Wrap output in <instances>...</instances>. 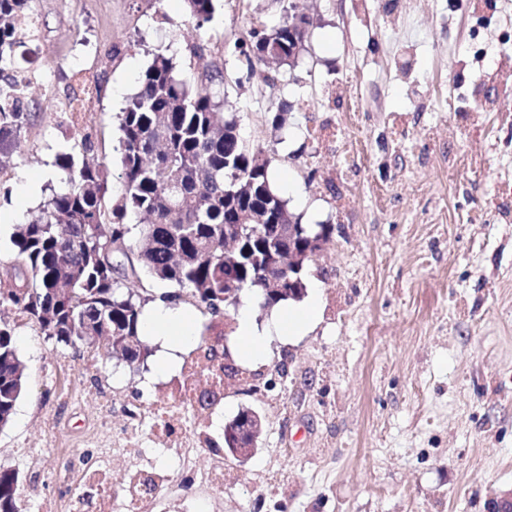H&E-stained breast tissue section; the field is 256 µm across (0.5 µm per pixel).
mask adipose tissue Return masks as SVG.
Here are the masks:
<instances>
[{
  "label": "adipose tissue",
  "mask_w": 512,
  "mask_h": 512,
  "mask_svg": "<svg viewBox=\"0 0 512 512\" xmlns=\"http://www.w3.org/2000/svg\"><path fill=\"white\" fill-rule=\"evenodd\" d=\"M319 313V302L310 299L305 305L283 306L275 311L265 324H258L250 309H242L237 317L234 335L236 354L241 361L258 362L267 353L270 337L286 341L303 335L315 323ZM144 336L160 343L163 351L158 359L160 372L174 371L181 353L197 336V321L184 308L165 302H157L144 314L141 323Z\"/></svg>",
  "instance_id": "ef3b65f1"
}]
</instances>
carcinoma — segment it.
<instances>
[{
    "label": "carcinoma",
    "instance_id": "cac0c4a2",
    "mask_svg": "<svg viewBox=\"0 0 512 512\" xmlns=\"http://www.w3.org/2000/svg\"><path fill=\"white\" fill-rule=\"evenodd\" d=\"M188 23L201 28L214 13V0H186ZM31 0H0V176L12 156L20 131L30 120L23 111L22 75L15 69L20 49L18 13ZM288 19L254 42L257 62L288 66ZM223 80L214 67L203 69L189 86L177 78L172 59L158 54L141 75L119 116L118 151L124 190L109 194V169L85 160L87 142L74 143L57 155L59 187L43 208L14 229L13 287L0 291V303L34 321L42 333L66 346L83 343L85 322L99 323L92 345L104 356L135 363L150 349L141 336L143 304L129 287L146 275L175 287L163 294L188 299L211 315L224 312V271L234 272L245 288L258 291L275 280L288 287V268L273 255L302 251L307 237L333 233L331 224L303 225L291 240H281L276 225L294 214L270 184L272 158L262 147L239 138L235 117L220 112L211 85ZM132 213L138 224L125 223ZM265 217L262 235L246 236L235 252L224 248L229 231L250 214ZM137 264H125L128 254ZM25 389V374L13 330L0 323V428L11 419ZM20 481L0 469V512H18Z\"/></svg>",
    "mask_w": 512,
    "mask_h": 512
}]
</instances>
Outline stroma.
Returning <instances> with one entry per match:
<instances>
[{
	"mask_svg": "<svg viewBox=\"0 0 512 512\" xmlns=\"http://www.w3.org/2000/svg\"><path fill=\"white\" fill-rule=\"evenodd\" d=\"M297 0L311 21L294 68L249 66V30L277 26L288 0H214L203 29L184 0H36L47 75L24 102L0 185L42 177L58 185L56 156L89 136L123 190L118 115L154 54L195 84L217 63L212 93L241 136L266 149L304 224L335 230L308 268L319 323L271 341L229 384L210 416L222 441L239 411L262 419L247 462L226 460L224 487L200 481L215 454L200 450L163 491L193 512H491L512 493V96L482 80L512 55V0ZM103 91L72 121L59 101L81 77ZM285 122L273 127L271 118ZM26 386L0 429V467L42 483L62 503L64 471L39 480L28 449L94 458L81 444L98 414L80 395L112 400L105 436L146 410L151 363L66 346L36 324L17 326Z\"/></svg>",
	"mask_w": 512,
	"mask_h": 512,
	"instance_id": "1",
	"label": "stroma"
}]
</instances>
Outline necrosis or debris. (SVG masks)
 <instances>
[{
  "instance_id": "necrosis-or-debris-1",
  "label": "necrosis or debris",
  "mask_w": 512,
  "mask_h": 512,
  "mask_svg": "<svg viewBox=\"0 0 512 512\" xmlns=\"http://www.w3.org/2000/svg\"><path fill=\"white\" fill-rule=\"evenodd\" d=\"M216 395L224 393V369L205 355L184 365L169 391L154 396L151 410L131 417L125 435L108 441L101 429L86 435V445L98 449L96 465L87 467L71 491L67 512H139L146 496L158 495L180 470L187 450L210 447L205 416L173 414V406H194L201 388ZM138 441V464L126 477L122 498L112 494L113 452L127 448L129 439Z\"/></svg>"
}]
</instances>
